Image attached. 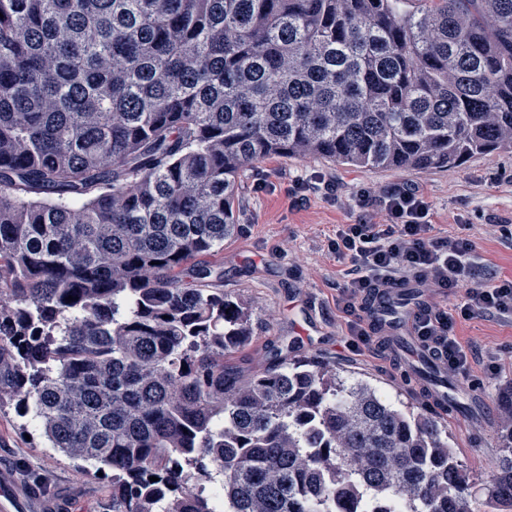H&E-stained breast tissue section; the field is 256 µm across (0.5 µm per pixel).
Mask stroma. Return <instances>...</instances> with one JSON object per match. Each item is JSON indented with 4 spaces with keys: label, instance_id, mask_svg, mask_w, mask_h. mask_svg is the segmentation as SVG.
Wrapping results in <instances>:
<instances>
[{
    "label": "stroma",
    "instance_id": "35a3bbf8",
    "mask_svg": "<svg viewBox=\"0 0 512 512\" xmlns=\"http://www.w3.org/2000/svg\"><path fill=\"white\" fill-rule=\"evenodd\" d=\"M323 178L335 179L337 196L310 190L301 201L290 193L295 183L311 186ZM406 186L426 196L435 234L475 242L484 259L476 277L488 270L512 277V241L497 230L512 225V152L432 171H365L320 158L271 156L242 173L239 228L224 242V292L250 306L254 328L251 341L229 357V365L259 371L287 358L315 357L334 363L344 381L369 382L400 409L432 415L399 366L413 347L391 353L376 339L349 346L339 303L349 263L328 248L339 225L357 220V192L374 196ZM455 333L463 345L498 364L494 374L479 375L473 384L456 381V388L469 400L501 409V394L512 388V321L461 319ZM499 429L477 412L439 422L441 438L451 445L470 494L479 500L503 456ZM0 460L29 478L44 476L58 512H112L105 482L84 476L76 462L47 448L45 438L9 403L0 406Z\"/></svg>",
    "mask_w": 512,
    "mask_h": 512
}]
</instances>
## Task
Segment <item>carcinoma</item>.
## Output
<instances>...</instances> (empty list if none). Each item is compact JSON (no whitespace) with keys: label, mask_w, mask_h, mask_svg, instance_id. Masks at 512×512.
<instances>
[{"label":"carcinoma","mask_w":512,"mask_h":512,"mask_svg":"<svg viewBox=\"0 0 512 512\" xmlns=\"http://www.w3.org/2000/svg\"><path fill=\"white\" fill-rule=\"evenodd\" d=\"M503 151L512 0H0V403L112 512L512 507V428L480 502L434 420L335 365L224 364L242 171Z\"/></svg>","instance_id":"1"}]
</instances>
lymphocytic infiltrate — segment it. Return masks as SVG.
Listing matches in <instances>:
<instances>
[{
	"label": "lymphocytic infiltrate",
	"instance_id": "f902f5d3",
	"mask_svg": "<svg viewBox=\"0 0 512 512\" xmlns=\"http://www.w3.org/2000/svg\"><path fill=\"white\" fill-rule=\"evenodd\" d=\"M356 223L339 225L329 244L348 258L351 268L340 293L344 312L351 314L350 336L369 344L371 336L359 311L369 288L396 279L420 276L434 298L417 327V335L441 356L449 372L470 378L477 359L455 336L458 319L476 316L512 320V279L471 285L477 265L474 242L465 236H438L428 220L429 204L415 187L397 188L377 198L360 194ZM458 296L454 309L440 305Z\"/></svg>",
	"mask_w": 512,
	"mask_h": 512
}]
</instances>
